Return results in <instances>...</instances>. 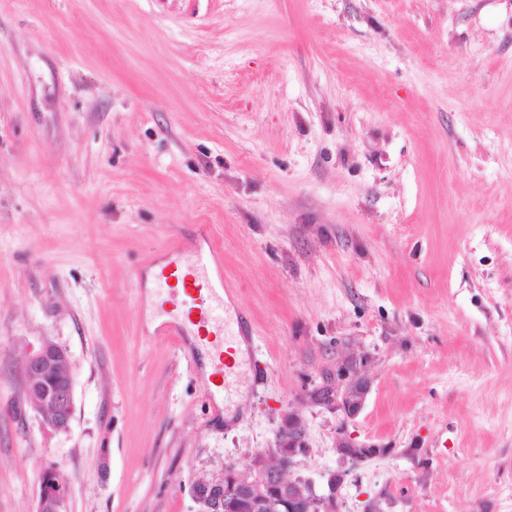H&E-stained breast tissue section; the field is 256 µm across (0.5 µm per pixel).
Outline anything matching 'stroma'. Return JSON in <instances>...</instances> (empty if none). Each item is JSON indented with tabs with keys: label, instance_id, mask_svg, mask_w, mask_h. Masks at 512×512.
Listing matches in <instances>:
<instances>
[{
	"label": "stroma",
	"instance_id": "1",
	"mask_svg": "<svg viewBox=\"0 0 512 512\" xmlns=\"http://www.w3.org/2000/svg\"><path fill=\"white\" fill-rule=\"evenodd\" d=\"M208 226L257 347L148 326ZM50 341L69 431L25 406ZM370 381L352 419L313 403ZM296 412L342 512H512V0H0V512H196ZM59 475L55 467H49L43 472L38 498L39 512H62L67 487L64 479Z\"/></svg>",
	"mask_w": 512,
	"mask_h": 512
}]
</instances>
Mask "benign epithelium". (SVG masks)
<instances>
[{
	"instance_id": "benign-epithelium-1",
	"label": "benign epithelium",
	"mask_w": 512,
	"mask_h": 512,
	"mask_svg": "<svg viewBox=\"0 0 512 512\" xmlns=\"http://www.w3.org/2000/svg\"><path fill=\"white\" fill-rule=\"evenodd\" d=\"M67 362L60 346L43 343L25 360L26 399L36 408L49 409L52 427L60 432L70 428L74 411L73 379H59V366ZM368 389L367 380L353 366L336 371V390L313 391L311 401L323 404L347 418L355 417ZM345 468L327 474L325 494L315 491L314 481L293 471L297 458L309 452L306 428L297 414L282 415L275 447L252 457L244 466L235 461L224 464V476L198 480L191 495L197 512H220L232 508L240 498L250 501L252 512H340L338 493L359 463L385 453L373 445L358 446L341 439L336 444ZM67 487L56 468H47L41 477L38 512H62Z\"/></svg>"
}]
</instances>
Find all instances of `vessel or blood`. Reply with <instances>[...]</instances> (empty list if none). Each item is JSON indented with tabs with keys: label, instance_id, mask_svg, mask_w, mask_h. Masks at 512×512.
<instances>
[{
	"label": "vessel or blood",
	"instance_id": "b4317fda",
	"mask_svg": "<svg viewBox=\"0 0 512 512\" xmlns=\"http://www.w3.org/2000/svg\"><path fill=\"white\" fill-rule=\"evenodd\" d=\"M217 267L215 245H176L167 250L152 284L164 300L157 310L158 335L180 338L196 332L199 341L213 349L214 368L220 374L225 348L233 347L240 338L251 341L252 333L243 315L228 313L225 298L231 287Z\"/></svg>",
	"mask_w": 512,
	"mask_h": 512
}]
</instances>
